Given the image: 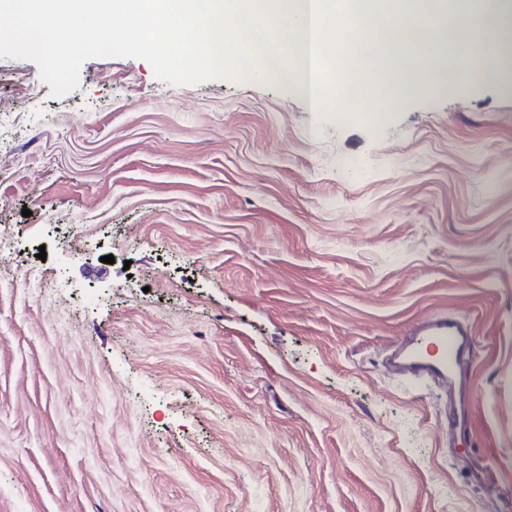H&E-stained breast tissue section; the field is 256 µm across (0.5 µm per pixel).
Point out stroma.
Instances as JSON below:
<instances>
[{
	"mask_svg": "<svg viewBox=\"0 0 512 512\" xmlns=\"http://www.w3.org/2000/svg\"><path fill=\"white\" fill-rule=\"evenodd\" d=\"M67 42L0 39V512H512V75L315 109ZM443 312L460 376L397 369Z\"/></svg>",
	"mask_w": 512,
	"mask_h": 512,
	"instance_id": "35a3bbf8",
	"label": "stroma"
}]
</instances>
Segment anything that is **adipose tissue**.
<instances>
[{"label":"adipose tissue","mask_w":512,"mask_h":512,"mask_svg":"<svg viewBox=\"0 0 512 512\" xmlns=\"http://www.w3.org/2000/svg\"><path fill=\"white\" fill-rule=\"evenodd\" d=\"M22 20L4 30L15 53L48 50L49 23L118 28L125 40L171 56L177 42L212 66L296 87L316 106L348 91L388 104L423 85L456 94L512 68V0H348L349 62L336 61L337 0H1ZM436 58L417 67L414 53Z\"/></svg>","instance_id":"adipose-tissue-1"}]
</instances>
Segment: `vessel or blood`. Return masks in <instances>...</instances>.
<instances>
[{
	"mask_svg": "<svg viewBox=\"0 0 512 512\" xmlns=\"http://www.w3.org/2000/svg\"><path fill=\"white\" fill-rule=\"evenodd\" d=\"M466 323L437 316L422 322L418 336L428 342L426 351L407 346L401 353L404 364L413 372L448 378L471 357V339Z\"/></svg>",
	"mask_w": 512,
	"mask_h": 512,
	"instance_id": "obj_1",
	"label": "vessel or blood"
}]
</instances>
